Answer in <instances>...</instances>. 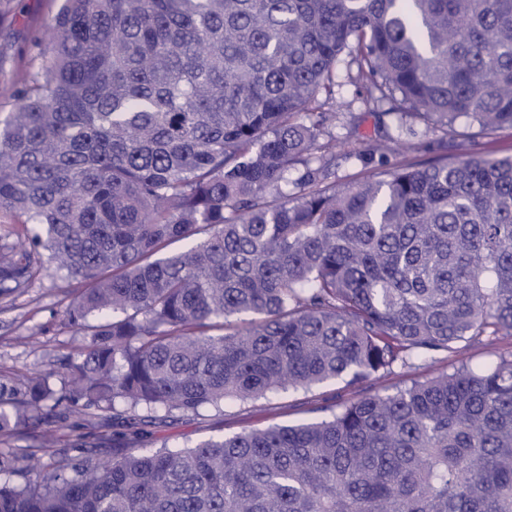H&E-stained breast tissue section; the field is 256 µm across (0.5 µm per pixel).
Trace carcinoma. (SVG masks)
<instances>
[{
	"instance_id": "carcinoma-1",
	"label": "carcinoma",
	"mask_w": 512,
	"mask_h": 512,
	"mask_svg": "<svg viewBox=\"0 0 512 512\" xmlns=\"http://www.w3.org/2000/svg\"><path fill=\"white\" fill-rule=\"evenodd\" d=\"M43 41L0 117V297L63 274L85 344L58 389L0 381V433L96 408L125 452L22 485L0 453V512H512V355L314 422L148 430L512 335V157L338 184L315 156L342 74L408 149L512 129V0H62Z\"/></svg>"
}]
</instances>
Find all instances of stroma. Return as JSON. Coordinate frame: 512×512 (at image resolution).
Returning a JSON list of instances; mask_svg holds the SVG:
<instances>
[{"label":"stroma","instance_id":"stroma-1","mask_svg":"<svg viewBox=\"0 0 512 512\" xmlns=\"http://www.w3.org/2000/svg\"><path fill=\"white\" fill-rule=\"evenodd\" d=\"M60 4L61 0H13L10 21L0 27V113L12 110L15 89L35 70L38 41ZM336 109L361 117L357 128L335 130L336 153L341 157L336 169L337 180L361 181L382 170L384 164L402 162V155L395 152L384 158L376 155L366 161L359 158L360 153L369 152L377 140L400 136L399 115L381 110L366 111L355 87L349 84L337 88ZM442 155L511 157L512 130L487 135L462 118L455 125L453 142L445 143L439 135L428 134L421 138L413 157L428 160ZM77 294L76 288L67 287L60 278L47 276L21 296L0 297V379L61 373L60 357L76 354L83 344L82 338L66 327L64 317L66 307ZM509 354H512V336H485L462 343L458 352L446 359L410 371L398 369L379 381L371 379L350 386L345 381L333 380L308 393L287 390L258 401H230L220 408L203 410L196 417L169 419L153 427L154 442L172 448L192 446L271 424L313 421L322 418L323 407L336 401L372 394L385 387L393 389L463 364L476 365ZM43 432V427L29 425L0 435V450L16 458L15 483H24L28 459L32 456L77 461L109 457L114 453L111 443L102 441V429L91 414L74 416L61 423L58 440L52 448L43 447Z\"/></svg>","mask_w":512,"mask_h":512}]
</instances>
